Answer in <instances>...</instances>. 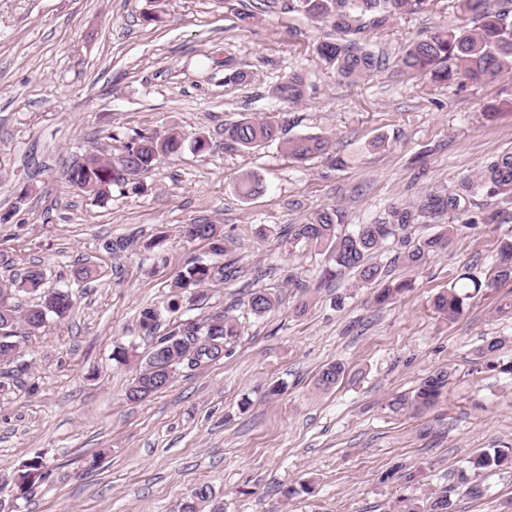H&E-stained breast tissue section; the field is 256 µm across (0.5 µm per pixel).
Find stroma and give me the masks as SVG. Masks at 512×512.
I'll list each match as a JSON object with an SVG mask.
<instances>
[{
	"label": "stroma",
	"mask_w": 512,
	"mask_h": 512,
	"mask_svg": "<svg viewBox=\"0 0 512 512\" xmlns=\"http://www.w3.org/2000/svg\"><path fill=\"white\" fill-rule=\"evenodd\" d=\"M249 8L246 25L239 14ZM464 23L448 0H434L431 12L369 40L394 57L441 25ZM331 34L288 0H0V279L35 263L73 300L0 380V512H179L200 484L224 512H397L401 497L441 492L453 512H512V469L459 478L473 450L512 447V376L475 354L499 337L501 359L512 358V314L498 310L512 280L482 290L455 321L433 307L462 272L494 275L512 214L463 230L418 270L382 252L391 278L412 282L383 308L351 272L334 271L324 249L288 240L289 225L321 207L346 210L349 232L385 205L512 152V76L427 91L389 69L353 86L313 51ZM232 66L248 80L227 82ZM294 72L312 87L301 103L280 104L272 88ZM498 103L503 112L487 119ZM268 113L287 135L327 138L348 167L323 157L293 163L275 143L225 151V124ZM170 129L187 144L206 134L212 149L159 157L139 194L116 188L99 203L62 174L72 156L117 151L112 133ZM245 173L265 186L247 200L235 188ZM197 220L234 239L226 259L239 275L182 294L169 313L177 272L212 258L207 242L179 232ZM158 235L162 246H151ZM120 237L135 247L107 250ZM86 262L98 275L84 283L76 271ZM260 286L279 303L257 318L246 303ZM154 305L164 310L160 332L227 308L241 334L224 357L133 403L125 391L151 349L139 313ZM128 346L136 358L113 360ZM330 363L344 374L325 391L316 379ZM439 369L448 385L433 407L400 406ZM35 457L48 476L17 497L12 479ZM410 472L419 483L406 482ZM302 481L313 493L284 497ZM469 481L486 495L468 497Z\"/></svg>",
	"instance_id": "1"
}]
</instances>
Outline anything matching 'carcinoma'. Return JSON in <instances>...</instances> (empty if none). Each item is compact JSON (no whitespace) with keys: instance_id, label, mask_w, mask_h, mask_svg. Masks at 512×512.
<instances>
[{"instance_id":"cac0c4a2","label":"carcinoma","mask_w":512,"mask_h":512,"mask_svg":"<svg viewBox=\"0 0 512 512\" xmlns=\"http://www.w3.org/2000/svg\"><path fill=\"white\" fill-rule=\"evenodd\" d=\"M453 7L467 17L472 26L442 28L407 45L396 60L370 48L366 35L383 30L403 15L428 11L433 0H290L288 10L302 14L314 22L331 23L336 37L315 46L319 57L336 76L356 83L369 79L393 66L402 76L419 81L433 89L450 87L460 79L478 84L482 81L512 75V0H451ZM309 81L294 72L276 85L273 96L282 103L297 104L306 95ZM282 125L272 116L245 117L224 127V148L246 151L278 142L280 150L295 163H304L328 154V140L320 136L281 137ZM123 140L120 153L110 156L92 152L81 161L64 169L65 179L83 193L104 202L112 187L138 192L142 185L134 178L148 171L160 155H177L184 141L177 134L137 133L112 140ZM238 193L248 199L261 192L260 183L250 174L242 175ZM512 210V153L488 158L478 173L465 175L448 186L427 189L409 204H390L371 222L358 225L357 231H339L346 221L345 212L328 205L315 211L304 224H291L288 234L292 244L322 247L336 269L354 273L359 285L371 289V302L377 306L393 303L412 287L408 280L386 279L384 266L373 261L374 253L391 244V262L419 269L428 259L446 249L459 227L477 224H501ZM416 224H434L437 231L425 237H412ZM188 241L204 240L210 244L213 259L204 262L191 259L179 271L174 287L181 292H200L236 276L232 263L222 257L233 245L221 227L206 220L181 226ZM512 278V241L502 243L497 276L482 282L467 273L448 290L438 295L434 306L453 321L466 310L473 292L494 288L501 280ZM21 293L32 295L36 302L23 306L17 301ZM278 297L266 288H254L248 295L250 314L261 318L273 311ZM73 308L72 295L64 288H46V275L41 266L31 264L17 277L0 281V376L13 372L12 364L20 357L22 345L37 335L53 318L67 317ZM160 312L146 307L140 312V326L148 336H155ZM240 336L239 322L230 310L216 311L200 319H187L174 324L162 336H156L152 352L140 367L126 392L131 402L146 399L166 388L175 375L195 370L224 355ZM502 341L494 338L478 349L485 366L502 373H512V361L492 357ZM343 374L342 366L330 363L318 377V386L328 390ZM448 381V371L440 369L420 385L410 404L417 408L433 405ZM467 468L478 472L512 466V448L478 449L467 460ZM43 478L42 462L31 460L19 470L16 485L25 494L35 479ZM403 512H450L446 495H431L420 501L404 498ZM180 512H223L221 502L208 485L193 488L184 498Z\"/></svg>"}]
</instances>
